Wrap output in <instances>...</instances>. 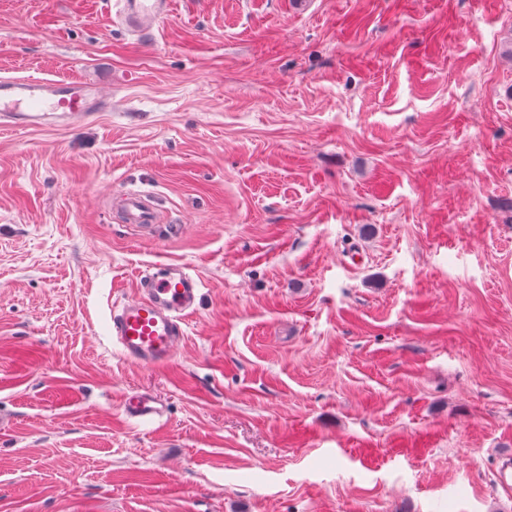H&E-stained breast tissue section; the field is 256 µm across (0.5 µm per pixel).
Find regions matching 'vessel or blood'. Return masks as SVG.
Instances as JSON below:
<instances>
[{
    "mask_svg": "<svg viewBox=\"0 0 512 512\" xmlns=\"http://www.w3.org/2000/svg\"><path fill=\"white\" fill-rule=\"evenodd\" d=\"M118 17L132 34L150 33L170 15L172 0H122ZM112 109V94L78 78L1 77L0 126L21 130L76 129L100 119ZM123 220L154 224L158 213L142 191L118 190ZM140 287L114 305L110 317L112 340L124 358L154 367L171 358L186 317L196 308L202 280L185 266L143 270Z\"/></svg>",
    "mask_w": 512,
    "mask_h": 512,
    "instance_id": "1",
    "label": "vessel or blood"
}]
</instances>
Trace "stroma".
<instances>
[{"mask_svg": "<svg viewBox=\"0 0 512 512\" xmlns=\"http://www.w3.org/2000/svg\"><path fill=\"white\" fill-rule=\"evenodd\" d=\"M292 2L0 0V77L112 91L0 129V512H512V0ZM165 263L144 367L109 313ZM123 9L118 13L124 28L142 35L158 30L173 8L171 0H119ZM116 194L121 202L125 223L156 224L159 222L155 204L147 193L133 189H120ZM141 271L137 294L112 303V340L124 358L154 367L171 358L182 324L196 309L202 280L184 265Z\"/></svg>", "mask_w": 512, "mask_h": 512, "instance_id": "1", "label": "stroma"}]
</instances>
